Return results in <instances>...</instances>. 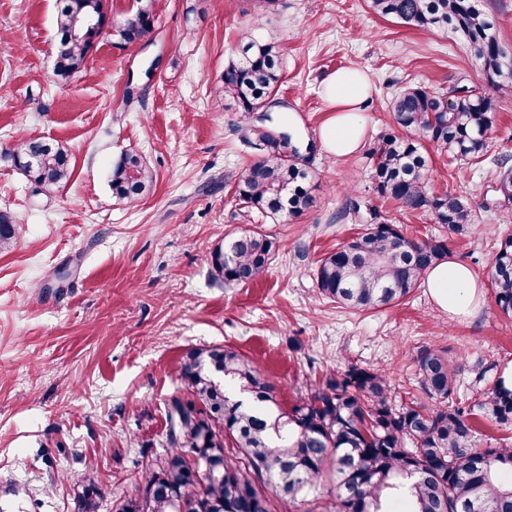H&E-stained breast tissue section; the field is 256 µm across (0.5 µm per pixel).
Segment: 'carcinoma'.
Returning a JSON list of instances; mask_svg holds the SVG:
<instances>
[{
  "instance_id": "1",
  "label": "carcinoma",
  "mask_w": 512,
  "mask_h": 512,
  "mask_svg": "<svg viewBox=\"0 0 512 512\" xmlns=\"http://www.w3.org/2000/svg\"><path fill=\"white\" fill-rule=\"evenodd\" d=\"M54 72L62 81L79 75L101 32L72 37L87 11L107 19V0H60ZM485 0H370L372 10L410 28L439 30L462 42L481 64L485 80L512 91V52L499 41ZM276 0H254L256 21L224 65L218 93L232 101L254 138L257 156L242 169L234 196L245 207L278 218L298 217L314 202L306 156L293 133L271 126L273 96L281 80V53L273 39L254 29ZM136 21L120 37L128 42L153 34V0H137ZM394 127L367 150L374 191L405 210H423L449 234L474 229L475 210L452 191L428 187L431 168L425 143L460 161L483 158L490 146L497 103L472 87L446 91L409 87L390 102ZM12 166L39 190L52 193L73 174L68 150L38 138L9 147ZM155 177L145 159L127 151L112 163L109 186L119 201L149 195ZM496 192L512 203V167L495 176ZM350 240L319 260L320 296L344 308L367 311L407 298L448 255V239L420 240L380 213ZM21 233L11 214L0 212V250ZM275 243L260 230H245L206 257L226 285L248 284L268 268ZM489 280L498 310L512 318V232L499 239ZM418 395L395 407L389 378L379 370L349 364L331 373L291 412L278 410L276 387L237 350L190 349L183 356V390L170 399V448L142 470L135 493L118 512H273L275 499L305 498L327 476L335 492L309 500L306 512H390L394 500L406 512H512V443L505 438L477 445L474 423L484 418L512 430V390L502 380L472 403L460 397L462 364L447 351L418 348L413 357ZM101 492L89 484L79 512H98Z\"/></svg>"
}]
</instances>
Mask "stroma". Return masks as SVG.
<instances>
[{
  "label": "stroma",
  "mask_w": 512,
  "mask_h": 512,
  "mask_svg": "<svg viewBox=\"0 0 512 512\" xmlns=\"http://www.w3.org/2000/svg\"><path fill=\"white\" fill-rule=\"evenodd\" d=\"M153 11L151 42L105 37L64 82L53 71L57 0H0V148L39 137L67 148L74 168L47 194L0 164V211L21 226L16 246L0 252V512H78L91 480L99 512H116L138 471L168 447L167 404L183 389L180 362L193 348L240 351L275 382L286 410L351 362L384 369L397 400H407L423 345L466 355L458 382L469 400L479 396L471 364H512V320L498 314L487 284L496 244L512 231L492 161L512 156V93L496 96L482 163L433 158L432 190L464 193L476 212L464 237L380 201L365 150L338 158L316 145L330 114L320 89L327 76L354 68L367 77L370 142L388 131L389 103L404 87L484 86L462 43L383 19L369 0H279L259 34L280 43L281 113L315 149L313 206L276 221L234 196L256 151L236 106L217 92L251 5L154 0ZM127 151L156 176L133 203L109 188ZM375 210L410 235L447 236L449 257L481 283L471 316L449 315L423 286L365 312L320 297V259ZM255 226L277 243L266 272L244 285L215 281L207 254Z\"/></svg>",
  "instance_id": "35a3bbf8"
}]
</instances>
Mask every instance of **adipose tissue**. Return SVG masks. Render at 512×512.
I'll list each match as a JSON object with an SVG mask.
<instances>
[{"label":"adipose tissue","instance_id":"obj_1","mask_svg":"<svg viewBox=\"0 0 512 512\" xmlns=\"http://www.w3.org/2000/svg\"><path fill=\"white\" fill-rule=\"evenodd\" d=\"M322 93L333 111L320 129V143L328 153L343 157L363 145L369 97L363 74L356 69L335 72L322 82ZM426 285L438 306L454 316L470 314L478 282L469 269L454 260L439 263L427 276Z\"/></svg>","mask_w":512,"mask_h":512}]
</instances>
